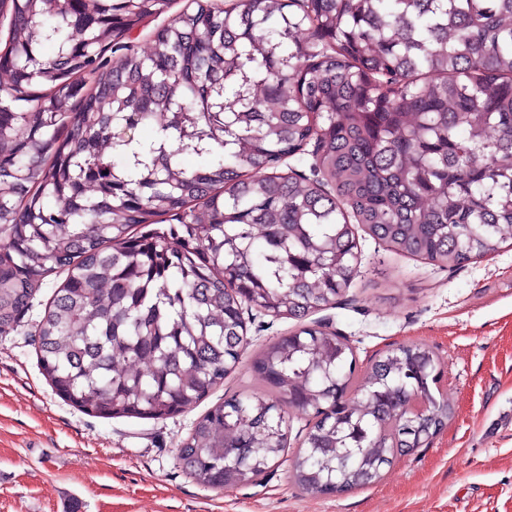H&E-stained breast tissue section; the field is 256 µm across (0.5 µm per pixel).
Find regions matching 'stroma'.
Returning <instances> with one entry per match:
<instances>
[{
    "instance_id": "stroma-1",
    "label": "stroma",
    "mask_w": 512,
    "mask_h": 512,
    "mask_svg": "<svg viewBox=\"0 0 512 512\" xmlns=\"http://www.w3.org/2000/svg\"><path fill=\"white\" fill-rule=\"evenodd\" d=\"M356 237L358 275L313 318L349 337L362 368L402 344L438 355L453 415L427 446L339 496L303 494L285 463L256 485L201 486L179 445L225 393L260 389L249 362L171 418L86 414L38 364L36 325L63 280L54 274L19 325L0 333V512H512V246L452 271ZM244 318L252 351L293 326L256 310Z\"/></svg>"
}]
</instances>
